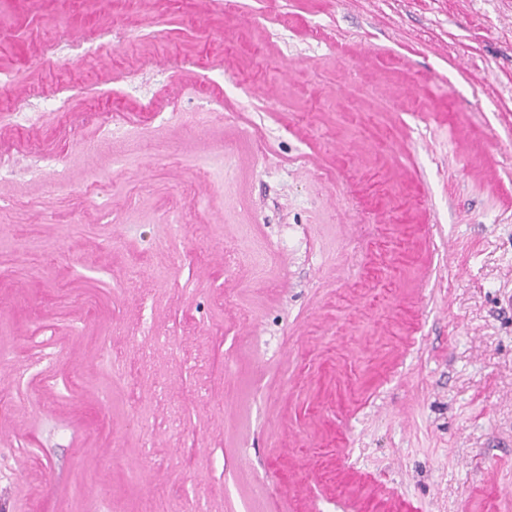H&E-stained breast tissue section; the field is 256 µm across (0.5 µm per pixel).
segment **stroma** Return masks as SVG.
<instances>
[{
  "instance_id": "35a3bbf8",
  "label": "stroma",
  "mask_w": 512,
  "mask_h": 512,
  "mask_svg": "<svg viewBox=\"0 0 512 512\" xmlns=\"http://www.w3.org/2000/svg\"><path fill=\"white\" fill-rule=\"evenodd\" d=\"M0 67L68 100L0 131V512H512V0H0ZM110 35L109 31L100 30L85 35L80 42L68 39L60 40L51 47L53 56H66L72 52H78L81 56L94 60L101 52L103 39Z\"/></svg>"
}]
</instances>
